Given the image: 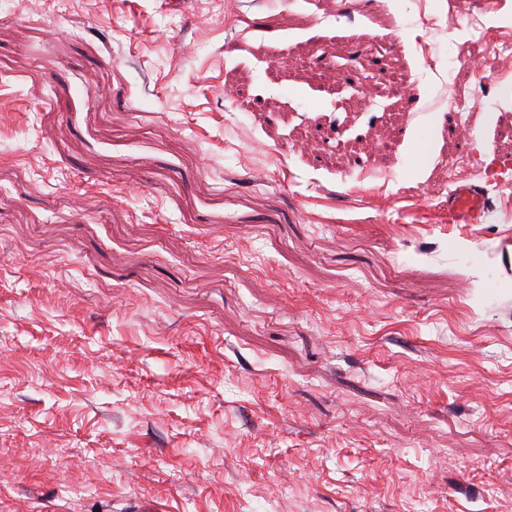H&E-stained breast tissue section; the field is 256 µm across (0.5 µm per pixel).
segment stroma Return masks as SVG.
<instances>
[{
    "label": "stroma",
    "mask_w": 512,
    "mask_h": 512,
    "mask_svg": "<svg viewBox=\"0 0 512 512\" xmlns=\"http://www.w3.org/2000/svg\"><path fill=\"white\" fill-rule=\"evenodd\" d=\"M442 2L0 9V512H512V59ZM487 192L473 184L458 185L448 197V223L477 224L485 214Z\"/></svg>",
    "instance_id": "stroma-1"
}]
</instances>
